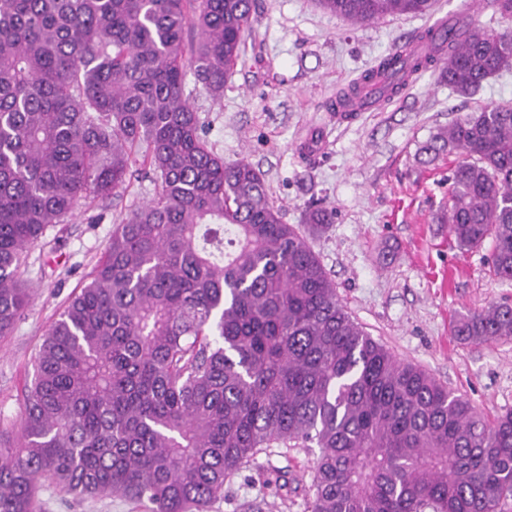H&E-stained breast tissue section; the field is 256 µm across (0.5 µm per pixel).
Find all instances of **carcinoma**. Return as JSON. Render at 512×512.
Instances as JSON below:
<instances>
[{"instance_id":"carcinoma-1","label":"carcinoma","mask_w":512,"mask_h":512,"mask_svg":"<svg viewBox=\"0 0 512 512\" xmlns=\"http://www.w3.org/2000/svg\"><path fill=\"white\" fill-rule=\"evenodd\" d=\"M355 24L432 0H318ZM256 0H0V336L28 309L18 278L47 227L144 173L149 202L112 232L51 326L0 430V512H39L49 483L149 512H207L265 448L315 446L310 512H498L512 495V412L487 424L345 311L307 236L250 162L202 133L187 70L214 98L245 50ZM198 30L185 50V29ZM411 60L475 93L512 69V29L457 31ZM448 176L457 247L492 242L512 280V104L467 113L425 147ZM334 212L310 205L302 223ZM453 335L512 337V306L463 313Z\"/></svg>"}]
</instances>
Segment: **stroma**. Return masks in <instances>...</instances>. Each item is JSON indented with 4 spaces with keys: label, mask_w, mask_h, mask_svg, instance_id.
I'll list each match as a JSON object with an SVG mask.
<instances>
[{
    "label": "stroma",
    "mask_w": 512,
    "mask_h": 512,
    "mask_svg": "<svg viewBox=\"0 0 512 512\" xmlns=\"http://www.w3.org/2000/svg\"><path fill=\"white\" fill-rule=\"evenodd\" d=\"M444 14L505 26L492 0H435L430 14L368 24L339 18L316 0H258L223 95L199 89L192 104L209 145L226 162L244 159L259 169L286 222L299 223L313 203L335 209L334 224L308 239L354 321L492 419L512 409V338L468 343L452 336L450 322L512 303V280L491 271V245L460 250L437 222L458 156L432 157L424 147L465 113L512 103V71L462 97L430 68L402 95L336 120L341 92ZM157 191L152 178L131 181L50 226L31 248L20 278L33 302L0 338V427H19L43 338L88 281L116 224ZM314 460L308 448L267 449L225 480L209 512H309ZM39 500L41 512H145L128 499H75L51 485Z\"/></svg>",
    "instance_id": "stroma-1"
}]
</instances>
